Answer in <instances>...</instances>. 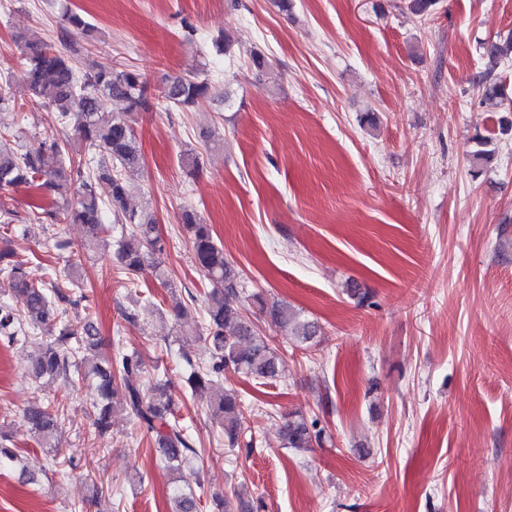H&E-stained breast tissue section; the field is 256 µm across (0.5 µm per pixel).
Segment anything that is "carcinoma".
Here are the masks:
<instances>
[{"label":"carcinoma","instance_id":"obj_1","mask_svg":"<svg viewBox=\"0 0 512 512\" xmlns=\"http://www.w3.org/2000/svg\"><path fill=\"white\" fill-rule=\"evenodd\" d=\"M95 25L82 14L65 8L57 26V39L68 43L75 37L85 42L94 39ZM14 41L23 58L21 84L7 80L0 83V106L17 103L18 87L36 97V104L52 112L55 122L71 126L85 143L87 152L70 154V142L44 138L16 149L3 144L0 133V189L21 185H37L53 197L55 208L31 212L28 220L53 224H82L86 228L85 246L89 250L106 244V236L115 233V257L122 268L139 276L149 267L151 255L164 248L158 227L145 210L129 205V197L142 168V154L131 114L148 105V86L133 70H117L99 65L78 66L69 55L27 33L18 32ZM482 57L488 60V71L479 84L481 101L497 106L506 99V87L492 78L494 67L503 58L512 57V35L503 41L482 44ZM212 91L211 81L197 73L177 74L168 79L164 97L173 105L188 108ZM120 102L123 107L108 110L106 101ZM110 186L108 200L97 192V184ZM112 208L121 227L112 231L103 224V212ZM182 223L191 234L193 259L207 276L211 290L204 304V323L190 324V306L196 297L188 294L189 303L173 308L174 341L184 346L196 337H204L210 346V359L204 365L193 364L187 354V384L191 397L209 395L212 420L224 431L228 448L240 447L245 416L242 402L222 391L210 392L212 384L224 378V371L233 370L249 377L276 380L283 372L282 357L255 324L240 313V275L224 257V247L192 212H184ZM77 262L71 260L46 282L35 277L28 262L14 253H0V290L7 289L25 299L24 309L0 304V338L10 344L25 343L30 333L43 330L38 355L27 368L29 377H48L65 384L90 378L94 382V425L98 435L110 428L113 405L119 403L132 416L139 429L152 436L159 460L172 476L170 496L172 512H197V498L183 479V471L201 458L194 443L174 416L173 398L159 381L139 382L144 372L142 355L137 350L119 348L108 358L99 357L97 328L92 306L85 305V322L79 329L69 321L70 310L81 299L76 296L73 271ZM261 312L272 326L286 337L304 344L318 335V325L305 320L290 305L281 301L267 302L255 296ZM64 406L56 401L24 409L22 421L39 444L59 455L58 425ZM323 441L318 419L307 420L301 413L288 415L281 431L284 448H311ZM245 485L230 487L216 501L217 512H233L238 505L242 512H254L250 502L242 498Z\"/></svg>","mask_w":512,"mask_h":512}]
</instances>
